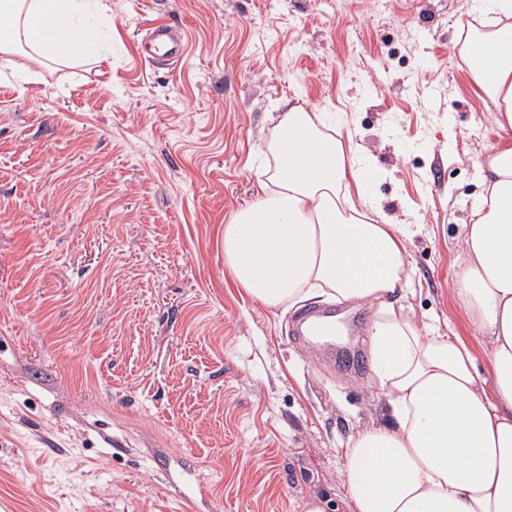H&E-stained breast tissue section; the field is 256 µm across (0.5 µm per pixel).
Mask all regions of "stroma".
Instances as JSON below:
<instances>
[{
	"mask_svg": "<svg viewBox=\"0 0 512 512\" xmlns=\"http://www.w3.org/2000/svg\"><path fill=\"white\" fill-rule=\"evenodd\" d=\"M96 58L0 66V512H352L349 438L386 423L372 309L343 346L227 274L224 226L258 189L286 104L322 113L380 170L408 292L490 369L454 294L458 242L502 139L451 49L467 0H111ZM188 35L142 58L154 22ZM481 128L484 138L472 137ZM139 51L148 59L176 64L184 57L185 46L179 27L155 23L148 29V35L138 45Z\"/></svg>",
	"mask_w": 512,
	"mask_h": 512,
	"instance_id": "35a3bbf8",
	"label": "stroma"
}]
</instances>
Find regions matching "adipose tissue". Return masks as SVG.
<instances>
[{"label":"adipose tissue","mask_w":512,"mask_h":512,"mask_svg":"<svg viewBox=\"0 0 512 512\" xmlns=\"http://www.w3.org/2000/svg\"><path fill=\"white\" fill-rule=\"evenodd\" d=\"M472 5L503 20L457 45L508 139L480 165L456 272L489 377L465 341L386 303L408 277L412 227L383 221L369 165L347 162L319 113L289 107L263 148L273 169L224 227V265L263 306L322 297L375 307L370 351L389 421L347 443L342 482L354 512H512V0ZM111 24L108 0H0V62L38 82L36 65L86 59Z\"/></svg>","instance_id":"obj_1"}]
</instances>
